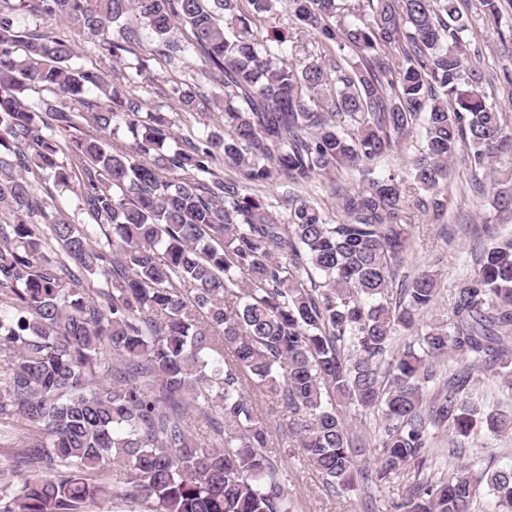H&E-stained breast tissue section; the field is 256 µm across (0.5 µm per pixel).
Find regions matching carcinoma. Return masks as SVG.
I'll return each instance as SVG.
<instances>
[{
	"label": "carcinoma",
	"instance_id": "cac0c4a2",
	"mask_svg": "<svg viewBox=\"0 0 512 512\" xmlns=\"http://www.w3.org/2000/svg\"><path fill=\"white\" fill-rule=\"evenodd\" d=\"M274 2L0 0V458L21 476L0 485V512H88L123 482L141 512H295L278 448L332 497L403 484L369 512H512L511 467L454 476L436 462L463 457L480 424L512 433V408L474 377L483 366L512 389V235L477 247L446 321L438 273L399 275L415 218L447 211L454 159L512 212V127L483 89L471 24L458 0H367L348 22L337 0H281L316 56L300 68L282 33L264 34ZM506 3L480 0L484 19L500 25ZM74 35L139 75L151 55L173 72L198 59L223 91L222 131L177 136L76 65ZM163 96L193 116L213 93L191 76ZM417 125L408 195L369 162ZM339 169L361 180L331 187L334 223L315 192ZM42 179L75 188L90 223L38 194ZM261 185L306 195L273 207L250 194ZM347 404L378 414L368 466Z\"/></svg>",
	"mask_w": 512,
	"mask_h": 512
}]
</instances>
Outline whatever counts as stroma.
<instances>
[{
    "mask_svg": "<svg viewBox=\"0 0 512 512\" xmlns=\"http://www.w3.org/2000/svg\"><path fill=\"white\" fill-rule=\"evenodd\" d=\"M460 8L467 13L474 24L476 38L474 43L481 51L480 61L487 72L499 73L502 68H512V54L508 53L500 40L499 30L485 21L479 0H460ZM78 63L97 66L107 81L121 80L129 76L130 91L140 96L149 109L163 111L181 132L201 131L217 127L219 112L189 117L177 110L172 100L164 93L169 90L173 76L158 61H150L147 72L140 75H127L124 66L113 65L111 60L98 59L93 51V43L86 37H77ZM472 172L464 162L450 165L448 176V210L437 223L427 218H416L412 229L413 246L401 269L403 275L412 276L430 268L439 274L440 296L436 310L446 313L449 310L450 295L459 275L469 271L472 257L477 246L472 235L463 232L466 224H496L501 232L512 231V221L501 223L499 215L485 204L484 200L473 196L469 190ZM467 454L464 460L449 459L447 468L456 471L461 463L494 456L501 467H512V437H495L484 430L477 431L465 441ZM287 487L298 501V512H364L369 497L382 501L398 498L402 487L399 482L386 483L368 488L362 485L342 497L330 498L323 491L317 473L298 462L287 464Z\"/></svg>",
    "mask_w": 512,
    "mask_h": 512,
    "instance_id": "stroma-1",
    "label": "stroma"
}]
</instances>
